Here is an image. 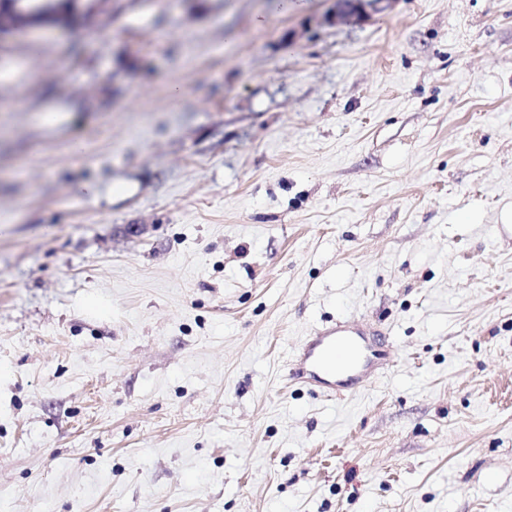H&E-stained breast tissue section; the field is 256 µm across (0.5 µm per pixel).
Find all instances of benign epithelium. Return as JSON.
I'll return each mask as SVG.
<instances>
[{
  "label": "benign epithelium",
  "instance_id": "obj_1",
  "mask_svg": "<svg viewBox=\"0 0 512 512\" xmlns=\"http://www.w3.org/2000/svg\"><path fill=\"white\" fill-rule=\"evenodd\" d=\"M21 0H9L10 8H0V37L14 32L46 26L67 28L81 18L90 23L111 0H62V4L45 5L38 9H25ZM384 0H337L340 12L344 15L361 18L366 14V6L376 5Z\"/></svg>",
  "mask_w": 512,
  "mask_h": 512
}]
</instances>
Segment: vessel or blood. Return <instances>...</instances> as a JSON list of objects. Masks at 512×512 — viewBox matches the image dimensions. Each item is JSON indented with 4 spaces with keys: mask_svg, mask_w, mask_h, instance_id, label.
<instances>
[{
    "mask_svg": "<svg viewBox=\"0 0 512 512\" xmlns=\"http://www.w3.org/2000/svg\"><path fill=\"white\" fill-rule=\"evenodd\" d=\"M370 334L367 325L355 320H339L317 331L290 361L293 382L332 396L343 387L338 372L351 371L357 382H367L379 366L370 355Z\"/></svg>",
    "mask_w": 512,
    "mask_h": 512,
    "instance_id": "vessel-or-blood-1",
    "label": "vessel or blood"
}]
</instances>
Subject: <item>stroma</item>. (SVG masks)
<instances>
[{
  "mask_svg": "<svg viewBox=\"0 0 512 512\" xmlns=\"http://www.w3.org/2000/svg\"><path fill=\"white\" fill-rule=\"evenodd\" d=\"M293 2L0 44V512H512V0ZM368 336L375 335L357 320H339L317 331L290 361L293 382L318 387L330 396L344 387L343 380L336 381L339 371L350 370L357 383L367 382L381 359L380 354L368 355L376 352Z\"/></svg>",
  "mask_w": 512,
  "mask_h": 512,
  "instance_id": "1",
  "label": "stroma"
}]
</instances>
